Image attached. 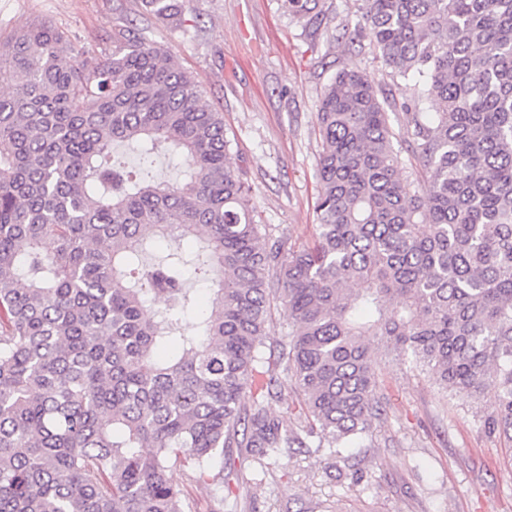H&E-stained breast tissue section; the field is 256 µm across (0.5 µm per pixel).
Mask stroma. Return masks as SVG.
Wrapping results in <instances>:
<instances>
[{
  "label": "stroma",
  "instance_id": "stroma-1",
  "mask_svg": "<svg viewBox=\"0 0 512 512\" xmlns=\"http://www.w3.org/2000/svg\"><path fill=\"white\" fill-rule=\"evenodd\" d=\"M325 5L328 22L312 33L281 0H187L177 24L150 19L141 0H0V39L48 21L100 56L116 26L145 29L202 89L201 105L223 113L257 221L301 246L316 231V112L326 85L342 68L377 87L388 81L369 50L333 39L337 25L357 22L361 0ZM379 377L388 408L372 442L341 459L329 448L263 465L236 459L227 482L237 512H512V442L485 431L474 408L411 363L381 360ZM347 461L360 480L339 475ZM168 477L194 512H208L214 487L180 463Z\"/></svg>",
  "mask_w": 512,
  "mask_h": 512
}]
</instances>
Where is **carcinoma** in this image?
<instances>
[{"mask_svg":"<svg viewBox=\"0 0 512 512\" xmlns=\"http://www.w3.org/2000/svg\"><path fill=\"white\" fill-rule=\"evenodd\" d=\"M178 23L185 0H142ZM319 29L324 0H282ZM368 43L400 101L340 69L317 107L316 239L254 219L224 113L138 27L88 56L43 21L0 41V512H190L172 462L224 487L217 458L289 457L372 437L387 414L378 354L478 399L512 440V0H364L336 42ZM422 170L411 180L388 110ZM180 152L181 181L114 154ZM205 230L193 307L184 271L146 261ZM279 302L288 331L269 339ZM180 354L161 358L167 343ZM298 421L267 410L280 376ZM250 400L244 401V394ZM189 286L194 288V296L197 301V308L187 317V325L191 326L196 322V318L208 311L210 307L209 283L196 278L193 273L189 274Z\"/></svg>","mask_w":512,"mask_h":512,"instance_id":"obj_1","label":"carcinoma"}]
</instances>
